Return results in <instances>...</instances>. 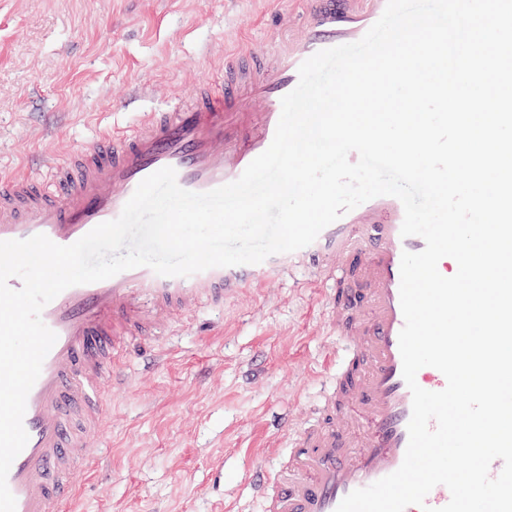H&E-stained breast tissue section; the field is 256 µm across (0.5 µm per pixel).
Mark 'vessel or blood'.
Here are the masks:
<instances>
[{"label": "vessel or blood", "instance_id": "vessel-or-blood-1", "mask_svg": "<svg viewBox=\"0 0 512 512\" xmlns=\"http://www.w3.org/2000/svg\"><path fill=\"white\" fill-rule=\"evenodd\" d=\"M385 6L386 0L274 6L272 33L258 47L225 57L223 77L47 165L53 186L1 175L0 241L43 234L73 244L118 218L139 183L164 167L174 168L178 184L193 192L237 180L270 146L281 99L296 87L300 64L361 39ZM403 219L397 198L378 196L312 244L258 264L172 277L137 267L61 292L41 314L57 339L27 397L29 439L7 476L16 512H68L74 472L92 458L108 426L111 394L102 382L128 386L126 361L152 352L170 314L203 300L223 305L292 261L306 265L316 281L333 283L327 304L336 345L315 415L303 426L279 417L274 432L287 440L288 456L273 471L266 458L257 459L253 490L264 512H336L350 492L395 472L412 413L398 342L400 262L403 252L425 247L421 237H402Z\"/></svg>", "mask_w": 512, "mask_h": 512}]
</instances>
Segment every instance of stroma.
<instances>
[{
  "mask_svg": "<svg viewBox=\"0 0 512 512\" xmlns=\"http://www.w3.org/2000/svg\"><path fill=\"white\" fill-rule=\"evenodd\" d=\"M252 0H0V172L127 128L140 113L224 74L225 51L258 44ZM327 284L271 276L223 309L169 318L161 359L128 368L108 433L75 475L74 512H261L249 472L302 423L326 382Z\"/></svg>",
  "mask_w": 512,
  "mask_h": 512,
  "instance_id": "stroma-1",
  "label": "stroma"
}]
</instances>
